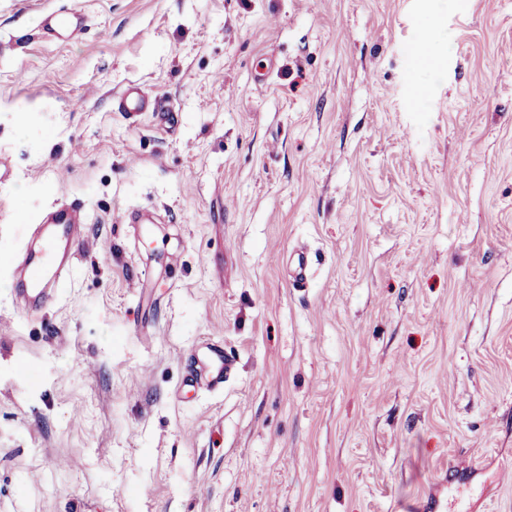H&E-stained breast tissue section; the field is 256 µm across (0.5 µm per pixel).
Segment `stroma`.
<instances>
[{
  "label": "stroma",
  "mask_w": 512,
  "mask_h": 512,
  "mask_svg": "<svg viewBox=\"0 0 512 512\" xmlns=\"http://www.w3.org/2000/svg\"><path fill=\"white\" fill-rule=\"evenodd\" d=\"M1 160L0 512H512V0H0ZM161 99L142 83L131 82L123 90L119 100L120 112L134 117L142 112L162 111ZM84 216L76 205L47 211L27 233L11 273L12 299L18 311L34 313L62 288L86 240ZM233 368V360L224 356V349L217 344H211L207 355L197 360L191 368L189 380L210 389H219L224 386V377Z\"/></svg>",
  "instance_id": "1"
}]
</instances>
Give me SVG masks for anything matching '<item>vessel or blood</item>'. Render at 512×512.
Wrapping results in <instances>:
<instances>
[{
    "mask_svg": "<svg viewBox=\"0 0 512 512\" xmlns=\"http://www.w3.org/2000/svg\"><path fill=\"white\" fill-rule=\"evenodd\" d=\"M119 109L134 117L161 111L160 98L144 84L132 82L123 90ZM86 226L81 209L63 205L47 211L39 223L28 225L23 244L11 273L12 299L18 311L34 313L43 308L54 292L62 288L85 240ZM219 345L195 362L190 378L211 389L223 387L233 370Z\"/></svg>",
    "mask_w": 512,
    "mask_h": 512,
    "instance_id": "vessel-or-blood-1",
    "label": "vessel or blood"
}]
</instances>
